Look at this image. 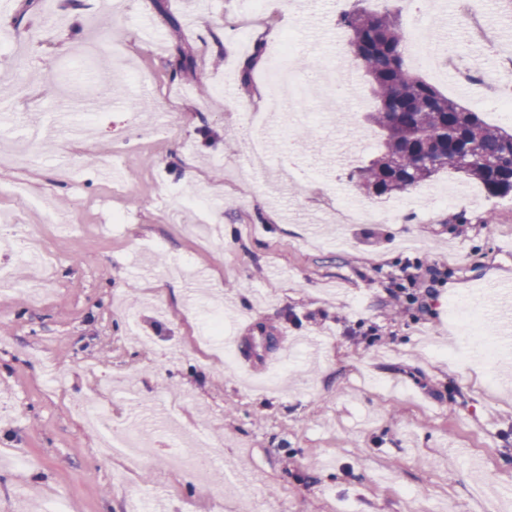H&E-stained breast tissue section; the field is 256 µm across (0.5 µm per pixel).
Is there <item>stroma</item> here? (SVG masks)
<instances>
[{
  "mask_svg": "<svg viewBox=\"0 0 512 512\" xmlns=\"http://www.w3.org/2000/svg\"><path fill=\"white\" fill-rule=\"evenodd\" d=\"M355 2L302 11L265 0L259 42L292 38L301 75L321 64L354 74L366 104L341 110L322 94L303 116L274 119L257 164L245 115L266 105L271 62L262 56L242 83L253 52L234 31L251 0H0V87L14 111L0 154L86 85L141 103L94 113L80 138L59 133L52 149L0 167V215L14 226L0 230V272L13 281L0 291V512H48L58 498L69 512H128L133 500L155 512L158 498L168 512H512V390L491 384L511 361L456 357L488 335L448 323L449 303L512 280V194L489 196L451 171L399 196L358 189L351 174L376 155L378 129L338 24ZM184 50L192 84L173 77ZM161 112L170 128L158 135ZM188 168L218 235L162 202ZM19 182L37 207L13 196ZM445 191L452 207L435 203ZM345 200L360 210L342 223ZM116 213L125 223L114 233ZM415 257L440 281L425 308L399 317L388 290ZM177 264L185 276L169 279ZM208 305L246 343L264 337L255 365L227 367L202 342ZM90 397L116 426L138 411L159 451L132 468L107 457L79 412ZM167 412L222 439L223 482L170 467ZM462 448L483 459L482 480Z\"/></svg>",
  "mask_w": 512,
  "mask_h": 512,
  "instance_id": "1",
  "label": "stroma"
}]
</instances>
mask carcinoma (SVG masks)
Masks as SVG:
<instances>
[{"label":"carcinoma","mask_w":512,"mask_h":512,"mask_svg":"<svg viewBox=\"0 0 512 512\" xmlns=\"http://www.w3.org/2000/svg\"><path fill=\"white\" fill-rule=\"evenodd\" d=\"M376 102L367 119L382 132L381 153L358 168L360 189L376 196L409 191L450 169L492 196L512 193V133L484 121L405 67L410 31L387 10L356 7L338 20Z\"/></svg>","instance_id":"cac0c4a2"}]
</instances>
